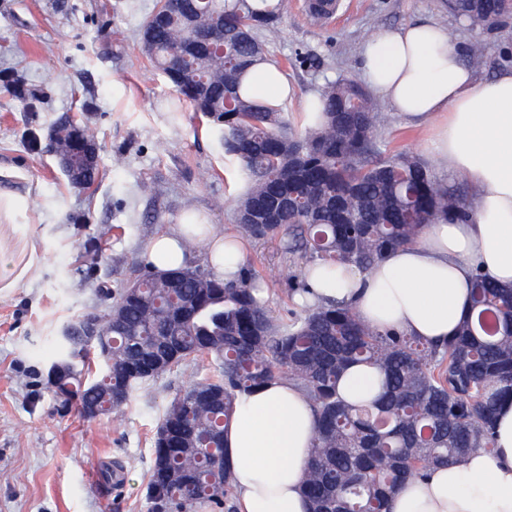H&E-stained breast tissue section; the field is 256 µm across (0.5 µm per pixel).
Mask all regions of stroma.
Segmentation results:
<instances>
[{
    "label": "stroma",
    "instance_id": "obj_1",
    "mask_svg": "<svg viewBox=\"0 0 512 512\" xmlns=\"http://www.w3.org/2000/svg\"><path fill=\"white\" fill-rule=\"evenodd\" d=\"M324 20L299 10L262 34L269 58L296 88L282 107L300 125L307 94L343 78L365 82L363 50L377 31L430 17L463 53L481 46L475 74L512 69V18L487 30L448 13L445 0H336ZM156 0H0V512H151L156 432L190 382L215 379L198 359L145 381L112 413L83 418L55 394L47 369L69 324L107 312L146 268L152 237L180 218L210 217L237 233L232 199L248 180L208 120L182 99L140 49ZM381 134L421 158L448 188L466 192L429 154L425 133L388 103ZM93 127L99 176L72 187L54 157L32 149L63 115ZM245 264L268 291L279 324L298 307L285 282L302 270L280 240L245 241Z\"/></svg>",
    "mask_w": 512,
    "mask_h": 512
}]
</instances>
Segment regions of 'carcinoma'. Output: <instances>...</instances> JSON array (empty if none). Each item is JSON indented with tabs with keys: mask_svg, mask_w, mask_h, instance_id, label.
Wrapping results in <instances>:
<instances>
[{
	"mask_svg": "<svg viewBox=\"0 0 512 512\" xmlns=\"http://www.w3.org/2000/svg\"><path fill=\"white\" fill-rule=\"evenodd\" d=\"M170 0L152 13L146 54L196 111L220 127L225 153L237 158L249 186L237 201L241 234L280 238L285 250L314 260L369 270L393 248L415 241L421 226L464 216V198L443 186L425 163L389 153L378 138L379 104L361 85L341 79L320 97L324 121L296 130L279 111L242 94V80L267 59L261 33H275L290 0H219L226 57L203 51L213 19L182 25L163 20ZM448 12L482 24L512 9V0H447ZM298 151L288 155L286 145ZM146 270L122 289L101 320L94 346L59 337L57 361L72 371L66 394L103 413L126 403L167 366L214 357L218 376L206 385L224 397L198 401L193 387L169 405L154 440L148 489L152 512H194L227 505L233 477L221 436L239 393L284 378L298 383L318 415L303 491L311 512H385L405 480L446 465L476 447H492L497 398L512 393V289L476 277L475 317L444 345L382 334L345 307L321 305L277 325L256 296L248 271L226 282L199 268ZM162 310H157L155 301ZM354 363L375 367L380 391L368 405L338 392ZM214 446L205 456L200 448Z\"/></svg>",
	"mask_w": 512,
	"mask_h": 512,
	"instance_id": "carcinoma-1",
	"label": "carcinoma"
}]
</instances>
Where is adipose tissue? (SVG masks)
Listing matches in <instances>:
<instances>
[{
  "instance_id": "adipose-tissue-1",
  "label": "adipose tissue",
  "mask_w": 512,
  "mask_h": 512,
  "mask_svg": "<svg viewBox=\"0 0 512 512\" xmlns=\"http://www.w3.org/2000/svg\"><path fill=\"white\" fill-rule=\"evenodd\" d=\"M363 57L370 85L407 123L427 129L438 164L467 181L465 216L424 225L415 243L388 251L365 273L311 262L295 300L345 304L380 332L441 344L468 316L476 275L512 287V71L478 80L447 29L430 18L377 32ZM244 87L276 108L295 93L272 62L256 67ZM190 234L207 242L215 275L240 273L242 243L202 222H179L150 240L152 267L186 266L183 239ZM315 431L314 409L293 382L277 379L238 396L224 432L237 512H310L301 485ZM493 438L494 449H472L406 482L387 512H512L510 397L497 404Z\"/></svg>"
}]
</instances>
